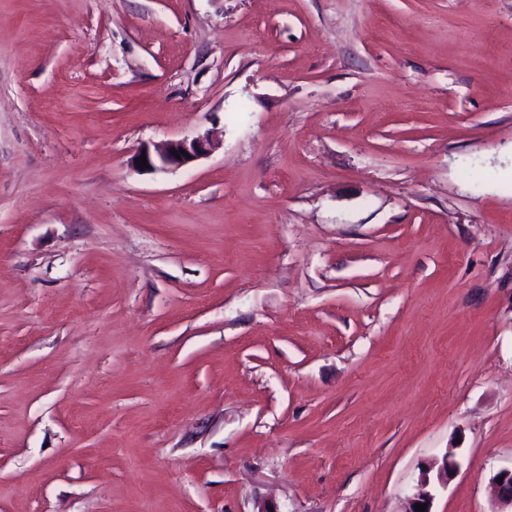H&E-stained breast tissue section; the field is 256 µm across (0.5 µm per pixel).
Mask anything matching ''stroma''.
Masks as SVG:
<instances>
[{
	"instance_id": "obj_1",
	"label": "stroma",
	"mask_w": 512,
	"mask_h": 512,
	"mask_svg": "<svg viewBox=\"0 0 512 512\" xmlns=\"http://www.w3.org/2000/svg\"><path fill=\"white\" fill-rule=\"evenodd\" d=\"M450 450L494 512L512 0H0V512H404ZM212 148L213 143L207 135L192 139L170 140L162 148H155L153 151L149 146H144L136 155L135 160H138L141 164L140 157L145 154L150 169L143 168V164L142 168L139 169L145 171H172L202 158ZM176 154H180V160L176 159Z\"/></svg>"
}]
</instances>
